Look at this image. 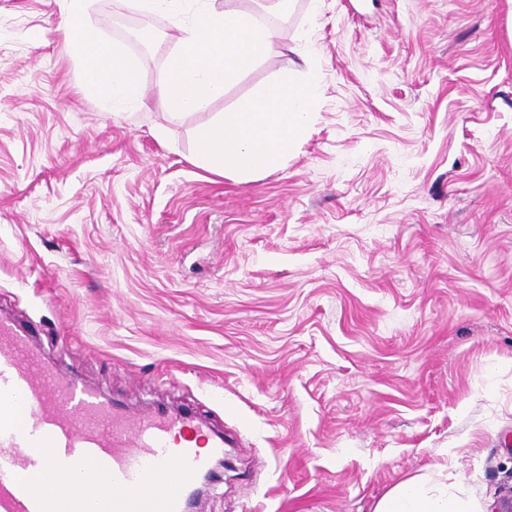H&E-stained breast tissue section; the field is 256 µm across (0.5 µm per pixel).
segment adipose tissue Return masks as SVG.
<instances>
[{
  "label": "adipose tissue",
  "mask_w": 512,
  "mask_h": 512,
  "mask_svg": "<svg viewBox=\"0 0 512 512\" xmlns=\"http://www.w3.org/2000/svg\"><path fill=\"white\" fill-rule=\"evenodd\" d=\"M88 0H69L65 31L84 52L83 79L103 105L120 109L140 103L136 72L120 50L98 41L84 26ZM279 21L271 10L256 20L224 0L223 9L183 10L182 36L169 51L162 99L170 116L206 109L223 97L226 87L266 59ZM298 77L283 74L242 106L224 110L197 133L196 163L202 170L237 181H249L282 165L304 136L311 117L309 98L297 89ZM375 512H477L476 501L462 479L412 478L392 487Z\"/></svg>",
  "instance_id": "ef3b65f1"
}]
</instances>
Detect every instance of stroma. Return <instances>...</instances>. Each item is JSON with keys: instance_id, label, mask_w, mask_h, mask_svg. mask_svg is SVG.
Returning <instances> with one entry per match:
<instances>
[{"instance_id": "35a3bbf8", "label": "stroma", "mask_w": 512, "mask_h": 512, "mask_svg": "<svg viewBox=\"0 0 512 512\" xmlns=\"http://www.w3.org/2000/svg\"><path fill=\"white\" fill-rule=\"evenodd\" d=\"M67 0H0V312L129 416L188 415L231 466L198 512H374L459 473L512 488V0H289L209 110L158 95L174 14L90 0L145 98L103 106ZM314 86L247 183L196 132L279 74Z\"/></svg>"}]
</instances>
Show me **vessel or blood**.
Listing matches in <instances>:
<instances>
[{"label":"vessel or blood","mask_w":512,"mask_h":512,"mask_svg":"<svg viewBox=\"0 0 512 512\" xmlns=\"http://www.w3.org/2000/svg\"><path fill=\"white\" fill-rule=\"evenodd\" d=\"M184 417L121 410L79 378L40 364L26 334L0 318V512H99L96 498L51 497L42 479L87 470L112 479V512H184L211 455L193 444Z\"/></svg>","instance_id":"b4317fda"}]
</instances>
